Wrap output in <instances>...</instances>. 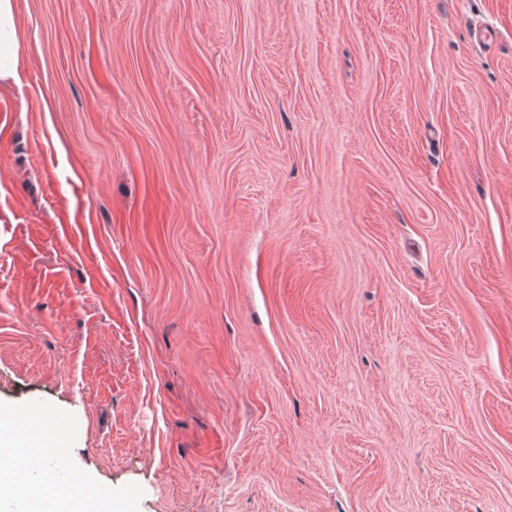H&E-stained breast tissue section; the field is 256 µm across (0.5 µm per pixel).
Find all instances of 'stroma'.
I'll list each match as a JSON object with an SVG mask.
<instances>
[{
  "mask_svg": "<svg viewBox=\"0 0 512 512\" xmlns=\"http://www.w3.org/2000/svg\"><path fill=\"white\" fill-rule=\"evenodd\" d=\"M0 402L139 512H512V0H17Z\"/></svg>",
  "mask_w": 512,
  "mask_h": 512,
  "instance_id": "obj_1",
  "label": "stroma"
}]
</instances>
